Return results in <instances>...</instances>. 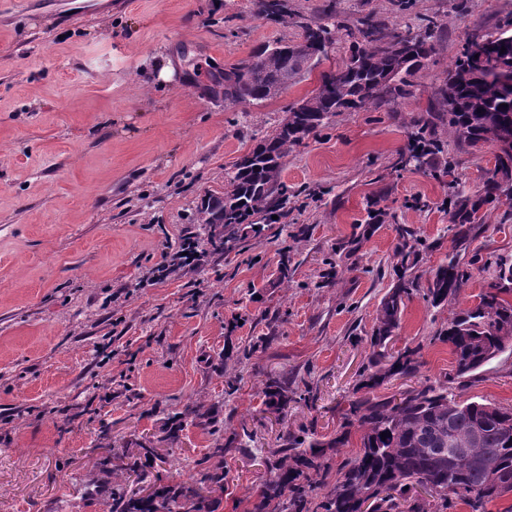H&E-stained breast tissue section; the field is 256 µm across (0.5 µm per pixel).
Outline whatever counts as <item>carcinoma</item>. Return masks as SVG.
I'll list each match as a JSON object with an SVG mask.
<instances>
[{
  "instance_id": "carcinoma-1",
  "label": "carcinoma",
  "mask_w": 512,
  "mask_h": 512,
  "mask_svg": "<svg viewBox=\"0 0 512 512\" xmlns=\"http://www.w3.org/2000/svg\"><path fill=\"white\" fill-rule=\"evenodd\" d=\"M258 7L285 23L290 18L287 0H258ZM293 24L300 28L299 39L316 45L318 61L308 63L286 41L264 44L249 60L224 70V101L250 104L278 96L283 83H293L301 72L328 58L341 31L349 38L350 53L322 73L318 92L307 99L303 111L291 107L287 121L255 146L250 161L237 165L224 193L208 196L197 207L196 223L213 233L221 229L217 250L233 249L244 224L257 234L272 223V215L286 202V191L278 183L283 159L330 115L410 95L409 78L435 54L439 29L430 18L415 32L373 15L352 28L342 22L329 26L295 19ZM483 38L488 54L512 67V32L503 29ZM391 42L404 44L402 53L384 48ZM439 124L470 146H492L495 165L476 195L462 190L455 194L448 225L455 251L427 280V296L435 307L457 297L464 284L458 250L467 248L469 225L476 223L480 208L503 200L512 204V90L490 78L465 44L448 70L437 106L413 121L408 156L400 163L423 165L427 156L443 152L445 142L434 131ZM401 237L394 258L396 267L407 270L417 265L418 240L408 229ZM415 287V281L401 279L382 298L370 338L372 372L349 397L341 430L328 440L306 431L280 434L278 448L266 460V478L252 512H362L368 501L371 512H447L455 499L469 512H486L490 500L512 495V405L461 400L453 387L477 376L493 360L492 349L512 351V301L505 299L512 295V255L497 257L478 303L452 313L441 331L439 339L448 343L453 356L452 373L397 397H372V390L386 379L418 371L416 351L406 348L393 354L389 349L404 297ZM264 395L268 406L283 412L290 401L288 379H268ZM353 428L360 432L359 450L330 484L326 451L346 445ZM211 457L219 461L203 469L196 483L150 484L143 495H130L127 487L147 482L148 471L129 466L125 453L101 458L95 468L112 478V486H102L111 500L110 512H210L201 490L224 491V444H215Z\"/></svg>"
}]
</instances>
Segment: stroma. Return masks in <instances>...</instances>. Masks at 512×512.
I'll return each mask as SVG.
<instances>
[{"mask_svg": "<svg viewBox=\"0 0 512 512\" xmlns=\"http://www.w3.org/2000/svg\"><path fill=\"white\" fill-rule=\"evenodd\" d=\"M352 25L375 14L400 27L440 24L437 51L410 96L330 115L291 149L288 201L261 235L212 250L194 215L236 165L315 94L347 45L276 98L229 104L214 77L259 46L297 37L256 0H0V512H108L88 504L95 459L150 442L155 484L196 479L212 426L248 429L227 448L214 512H251L264 461L285 430L330 437L365 372L381 298L397 277L400 228L414 231L425 276L453 249L448 181L478 190L492 148L449 142L422 167L395 170L409 120L427 111L466 37L512 30V0H288L291 12ZM171 65L170 80L159 79ZM460 254L459 295L405 300L393 351L418 349L415 376L388 397L452 368L439 339L451 311L476 304L497 256L512 254V208L487 205ZM198 237L202 266L149 281L166 249ZM289 277L280 281V264ZM268 346L250 357L258 337ZM303 380L285 417L265 411L267 378ZM462 398L512 404V354L491 361ZM176 442L165 428L187 406Z\"/></svg>", "mask_w": 512, "mask_h": 512, "instance_id": "stroma-1", "label": "stroma"}]
</instances>
